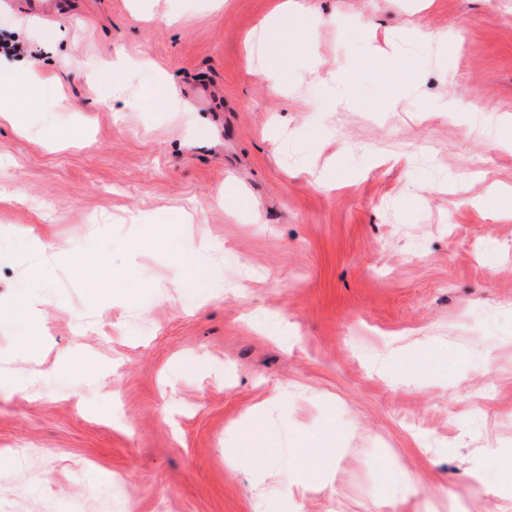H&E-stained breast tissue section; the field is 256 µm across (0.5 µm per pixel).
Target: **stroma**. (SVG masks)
<instances>
[{
  "label": "stroma",
  "mask_w": 512,
  "mask_h": 512,
  "mask_svg": "<svg viewBox=\"0 0 512 512\" xmlns=\"http://www.w3.org/2000/svg\"><path fill=\"white\" fill-rule=\"evenodd\" d=\"M278 2L0 0V381L22 335L46 370L0 392V512H253L243 439L284 470L298 435L333 466L266 512H512V0H303L333 112L297 51L289 94L249 73ZM367 21L412 77L351 54ZM118 55L117 92L63 63ZM2 74L5 80L2 83L0 79V118L12 124H18L20 116L17 113L20 110L13 92L14 85L18 79L9 72L2 73L1 71L0 77ZM324 80L328 89V110H336V107L346 104L351 99L352 85L349 78L341 71L334 70L326 73Z\"/></svg>",
  "instance_id": "35a3bbf8"
}]
</instances>
